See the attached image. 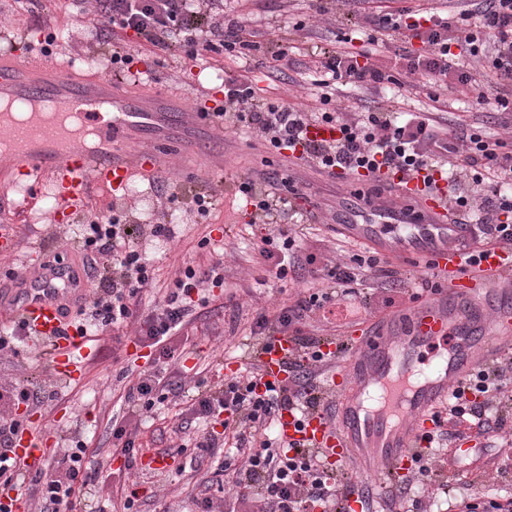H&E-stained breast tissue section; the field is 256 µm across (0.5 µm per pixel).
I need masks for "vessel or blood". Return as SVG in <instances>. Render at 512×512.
<instances>
[{"mask_svg": "<svg viewBox=\"0 0 512 512\" xmlns=\"http://www.w3.org/2000/svg\"><path fill=\"white\" fill-rule=\"evenodd\" d=\"M0 86L24 102L82 109L85 125L98 131L101 146L88 151L70 125L36 119L19 128L0 119V140L17 145L15 152L0 153V192L23 179L34 195L49 185L60 207L73 212L87 210L92 187L114 193L165 169L169 158L157 142L177 138L193 144L223 132L218 121L181 96L82 75L74 63L47 54L1 56ZM369 181L377 195L352 188L338 202L332 217L337 230L355 244L395 257H425L445 289L403 315L325 343L331 368L322 385L334 396L336 413L314 411L301 422L288 413L280 419L284 442L315 449L334 464L353 463L360 473L344 492L343 512H364L365 478L395 482L413 472L432 414L453 389L486 368L495 352L512 344V253L479 248L470 225L452 213L445 181L428 186L419 174H376ZM477 249L484 252L480 264L465 273L469 253ZM68 281L67 268L45 270L31 263L18 284L0 289V315L24 322L34 336L56 345L54 371L73 379L81 373L78 357L85 342L62 333L63 314L78 295ZM294 353L291 339L274 337L259 354L263 382H284ZM15 456L27 468H39L35 436H20Z\"/></svg>", "mask_w": 512, "mask_h": 512, "instance_id": "vessel-or-blood-1", "label": "vessel or blood"}]
</instances>
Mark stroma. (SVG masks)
I'll use <instances>...</instances> for the list:
<instances>
[{"instance_id":"obj_1","label":"stroma","mask_w":512,"mask_h":512,"mask_svg":"<svg viewBox=\"0 0 512 512\" xmlns=\"http://www.w3.org/2000/svg\"><path fill=\"white\" fill-rule=\"evenodd\" d=\"M12 0H0V51L32 52L50 50L55 59L87 61L98 66L104 76H111L112 46L83 39L81 32L92 14H76L66 10L62 0H48L38 15L15 12ZM407 0H240L238 14L257 34L261 47L239 57L191 58L183 54L154 64L144 40L134 34L119 37L118 44L126 53L139 57L149 71L151 85L181 95L186 103L199 97L221 94L228 78L252 79L258 96L281 98L288 106L304 112L317 111L319 89L311 83L309 71L317 56L316 49L338 47L343 37L354 40V48L370 46L374 60L384 70H391L395 41L368 44L364 16L382 17L397 14ZM289 37L293 46L287 57L277 58L275 39ZM400 93L402 103L430 109L438 127L455 131L467 127L488 137L502 139L512 149V113L496 107L493 90L479 87L446 88L443 83L414 74L400 75L398 83L386 82L378 87H364L338 80L331 92L333 104L348 115L388 105L393 93ZM172 159L169 169L157 174L155 180L136 179L118 196L95 191L90 212L75 216L72 223L55 224L50 220L51 208L37 202L24 208L28 194L25 187L10 193V200L22 205L19 243L16 250L0 256V276L9 271H22L31 253L54 252L64 260L77 262L71 237L77 224L90 217H111L120 212L129 224H171L175 227L173 241L137 238L136 246L146 253L155 268L151 299L142 305V313H150L155 299L165 295L180 268L207 263L211 249L224 252V281L206 294L207 303L198 307L181 332L180 340L197 348L198 357L188 358L185 366L170 365L172 375H182L191 382L210 388L232 376L238 368L256 364L257 340L250 333L259 314L273 315L291 304L302 293L331 287L326 265H348L360 251L348 238L329 224H313L297 241L299 255L315 254L314 267L297 269L285 279L271 276L259 253L262 237L270 225L254 220L250 209L241 207L240 183L254 169H264L277 178L290 173L279 155L256 152L227 153L224 166L218 171L191 173L183 166L177 144L161 145ZM208 198L209 215L198 214L195 200ZM209 246H202V239ZM402 292L392 307L381 302L389 285L387 279L365 273L357 281L356 301L367 303L368 314L362 322L399 315L419 298L427 296V283L434 276L425 262L410 259L391 263ZM135 325L109 329L88 336L86 350L80 360L81 375L75 379L58 377L51 369L45 343L24 336L17 355L0 358V383H28L48 392L43 404L21 408L28 432L37 433L45 451L46 463H54L59 448L71 440H82L87 457L104 466V480L85 493L81 512H98L119 502L130 489H138L137 512H196L195 497L201 484L212 480L217 462L199 455L195 449L172 456L170 467L145 470L139 465L126 467L119 462L115 450L119 443L112 436L113 421L128 422L136 432L141 460L168 453L171 447L184 442L181 425L192 423L193 417L183 405H158L151 413L131 415L124 400L128 381L151 363L149 348L135 345ZM501 429L480 435L459 429L452 446L467 448L463 459L449 461L442 476L425 478L417 496L424 512L432 501L428 490L440 478L457 495L468 497H512V472L501 473L500 464L512 453V407L505 410Z\"/></svg>"}]
</instances>
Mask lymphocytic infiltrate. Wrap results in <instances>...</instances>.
I'll return each mask as SVG.
<instances>
[{
    "instance_id": "obj_1",
    "label": "lymphocytic infiltrate",
    "mask_w": 512,
    "mask_h": 512,
    "mask_svg": "<svg viewBox=\"0 0 512 512\" xmlns=\"http://www.w3.org/2000/svg\"><path fill=\"white\" fill-rule=\"evenodd\" d=\"M222 0H95L94 19L88 35L99 41L111 40L115 31H134L152 46L155 55L180 51L190 57L226 55L253 44L254 31L239 18L224 11ZM374 31L397 36L404 42L420 40L425 50H403L395 62L411 73H422L432 80L466 85L472 76L464 59L491 61L499 85L495 101L501 108L512 106V0H475V8L460 16L440 17L422 8H403L397 16L374 18ZM346 78L358 84H379L385 79L371 59L338 49L322 52V69L317 87ZM218 118L236 128L261 136L274 152L301 150L303 156L322 170L340 169L350 173L374 174L383 170L408 174L423 173L425 184L447 178L445 158L464 154L468 167L487 174L488 189L480 198L453 195L454 211L464 223H475L480 244L512 250V224L502 222L512 213V150H504L497 140L468 129L448 134L439 130L424 112H404L396 106L370 110L355 122L344 120L338 112L308 116L277 102L260 99L250 82L224 83V104ZM315 124L335 128L337 138L324 143L310 139ZM137 227L121 223L119 217L83 225L77 241L81 265L76 279L89 281L100 270L111 269L112 279L94 291L90 318L106 328L136 318L140 321L137 341L154 350L157 361L141 372L125 395L132 412H148L168 397L185 399L196 418L223 417L224 434H207L197 443L209 454H222L221 475L237 487V512H340L346 483L337 472L326 467L319 452L290 443L268 432L276 427L283 412L303 418L324 403L316 382L317 366L325 362L320 339L307 336L303 322L311 311L339 298L349 317H358L360 306L352 302V283L360 273L374 272L394 277L376 255L355 258L351 267L331 271L339 294L311 293L282 307L274 317L260 316L252 335L269 340L289 336L296 353L289 363L287 383L261 385L260 374L250 371L225 379L220 387L192 391L184 383L165 380L164 367L185 361L186 349L171 346L170 340L183 329L195 304L194 292L220 284L224 263L213 260L206 267L186 266L173 280V289L151 314L138 317L142 296L152 284V267L135 246ZM296 239L287 231L262 239L260 255L277 279H284L289 268L299 262L314 264L315 256L298 259ZM512 392V356L499 362L492 371H480L467 384L452 391L446 414H435L434 428L427 433L428 443H446L456 427L465 426L485 434L501 426L493 403ZM44 391L25 384H0V488L21 489V469L12 457L15 440L25 427L19 417L20 404L38 405ZM83 444L58 451L54 464L36 473L38 512H73L97 471L85 464Z\"/></svg>"
}]
</instances>
